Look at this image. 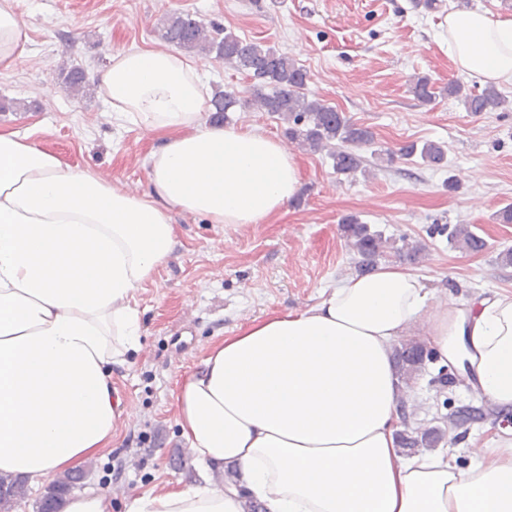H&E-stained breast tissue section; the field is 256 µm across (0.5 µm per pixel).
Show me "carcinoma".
Returning <instances> with one entry per match:
<instances>
[{"label":"carcinoma","instance_id":"1","mask_svg":"<svg viewBox=\"0 0 512 512\" xmlns=\"http://www.w3.org/2000/svg\"><path fill=\"white\" fill-rule=\"evenodd\" d=\"M161 39L189 53L201 54L222 61L254 80V104L288 122V139L310 150L327 151L333 169L339 174H354L363 167L358 148L373 141L369 128L353 122L336 107L311 97L306 92L309 75L303 67L285 53L247 41L232 32L215 30L210 34L205 23L189 13H171L163 17L159 27ZM65 89L77 95L88 85V77L81 67L62 71ZM411 92L423 103L435 97L431 79L414 78ZM442 93L459 99L465 110L474 114L492 112L505 104L504 97L492 86L480 91L467 90L457 82H450ZM241 104L240 91L219 88L210 101L213 120L229 121L230 113ZM405 158L418 157L431 168H442L447 162L444 147L433 141L411 142L400 148ZM342 231L357 255V270L369 273L377 261L388 253L403 254L411 260L418 258L420 244L394 245L382 232L372 229L358 217L350 215L341 221ZM451 242L469 252L485 248V241L466 224H456L448 234ZM395 359L404 382L415 379L426 363L434 360L428 347L419 341H410L395 347ZM484 419V413L470 406L455 410L440 425L412 429L397 436L400 448H433L447 430L465 428ZM76 477L63 476L53 480L38 503V512H60L66 495L74 489ZM27 484L20 478L0 474V512H10L14 502L27 495Z\"/></svg>","mask_w":512,"mask_h":512}]
</instances>
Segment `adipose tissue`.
<instances>
[{
  "instance_id": "1",
  "label": "adipose tissue",
  "mask_w": 512,
  "mask_h": 512,
  "mask_svg": "<svg viewBox=\"0 0 512 512\" xmlns=\"http://www.w3.org/2000/svg\"><path fill=\"white\" fill-rule=\"evenodd\" d=\"M440 42L469 78L512 84V15L449 10ZM28 43L13 0H0V67ZM101 88L116 121L158 141L145 193L0 131V472L35 485L96 457L132 417L112 371L141 349L136 293L170 252L172 211L265 224L301 183L278 138L206 123V79L182 54L119 50ZM415 328L512 413V291L458 306L386 263L212 346L179 383L176 422L203 471L231 465L239 481L146 495L133 512H245L250 496L266 512H512V429L465 467L446 449L398 448L393 346Z\"/></svg>"
}]
</instances>
